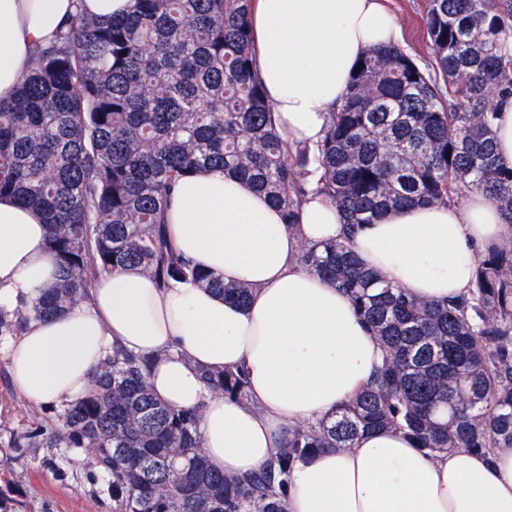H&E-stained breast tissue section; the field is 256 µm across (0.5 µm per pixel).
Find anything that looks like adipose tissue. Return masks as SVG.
<instances>
[{"mask_svg": "<svg viewBox=\"0 0 512 512\" xmlns=\"http://www.w3.org/2000/svg\"><path fill=\"white\" fill-rule=\"evenodd\" d=\"M130 0H0V99L27 75L37 47L83 10L109 19ZM248 22L258 76L277 130L315 147L347 93L359 60L397 43L388 0H251ZM166 232L183 257L249 289L246 303L190 281L159 284L136 266L100 274L90 299L24 331L0 336L15 391L29 403L65 407L83 397L113 345L151 360L156 398L198 413L210 465L229 477L258 471L287 430L315 423L371 380L383 349L350 297L297 261L305 244L339 238L336 206L309 195L290 228L246 181L209 172L180 180ZM508 227L483 194L464 206L393 210L354 239L361 264L409 296L445 300L468 289L477 246ZM40 211L0 197V307L37 301L55 286ZM244 369V400L212 392L202 370ZM288 512H512V448L483 455L456 448L431 456L403 433H363L353 447L298 459Z\"/></svg>", "mask_w": 512, "mask_h": 512, "instance_id": "1", "label": "adipose tissue"}]
</instances>
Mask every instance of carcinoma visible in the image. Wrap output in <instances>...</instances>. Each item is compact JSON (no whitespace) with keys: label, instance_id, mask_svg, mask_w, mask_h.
I'll return each instance as SVG.
<instances>
[{"label":"carcinoma","instance_id":"1","mask_svg":"<svg viewBox=\"0 0 512 512\" xmlns=\"http://www.w3.org/2000/svg\"><path fill=\"white\" fill-rule=\"evenodd\" d=\"M250 0H130L104 21L76 12L36 50L0 100V195L39 209L57 285L0 309V333L88 299L99 271L138 266L164 285L191 280L239 303L249 289L176 253L164 230L175 184L222 171L247 180L300 223L312 164L343 237L297 260L347 293L384 349L373 379L316 425L299 426L259 473L213 469L198 417L156 399L149 363L115 347L89 392L16 448H99L116 512H287L294 461L396 428L430 453L512 448V233L483 247L472 288L446 301L407 297L362 267L357 231L389 210L480 192L512 227V164L496 152L498 102L512 97V0H430L427 67L401 48L372 49L314 151L284 147L256 74ZM245 400L242 369L204 372Z\"/></svg>","mask_w":512,"mask_h":512}]
</instances>
